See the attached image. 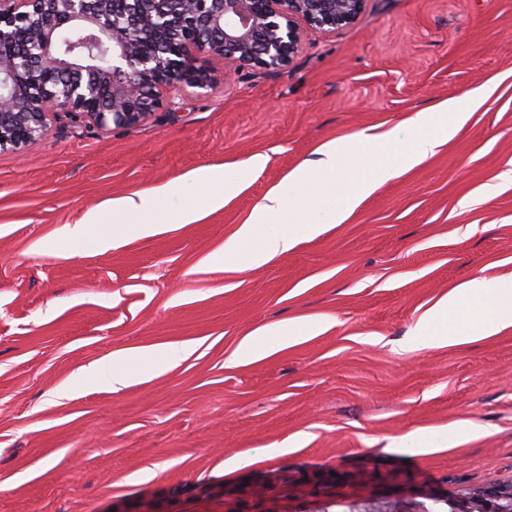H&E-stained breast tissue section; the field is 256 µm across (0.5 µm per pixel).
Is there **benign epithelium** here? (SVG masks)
Listing matches in <instances>:
<instances>
[{"instance_id": "benign-epithelium-1", "label": "benign epithelium", "mask_w": 512, "mask_h": 512, "mask_svg": "<svg viewBox=\"0 0 512 512\" xmlns=\"http://www.w3.org/2000/svg\"><path fill=\"white\" fill-rule=\"evenodd\" d=\"M365 0H0V151L20 153L60 112L101 130L134 127L173 89L201 95L220 62L278 71L307 30L354 23ZM85 34L66 49L63 30ZM453 512H512L488 488Z\"/></svg>"}]
</instances>
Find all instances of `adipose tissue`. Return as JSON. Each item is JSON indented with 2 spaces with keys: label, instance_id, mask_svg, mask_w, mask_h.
<instances>
[{
  "label": "adipose tissue",
  "instance_id": "1",
  "mask_svg": "<svg viewBox=\"0 0 512 512\" xmlns=\"http://www.w3.org/2000/svg\"><path fill=\"white\" fill-rule=\"evenodd\" d=\"M186 179L212 187V194L204 203L174 209L166 206L167 199L176 192L171 184L115 199L87 212L76 224L64 227L61 238L72 250L89 243L108 250L127 237L148 238L173 224L194 223L207 212L223 208L245 186L244 178L228 174L221 166L199 168L187 174ZM325 327L321 319H289L271 328L258 329L240 343L232 361L237 365L250 363L278 348L314 336ZM510 328L512 274L476 276L450 289L430 307L421 316L409 342L422 347L454 346L495 336ZM193 351L189 344L174 346L161 354L151 348L125 351L110 356L94 367L93 372L118 391L132 384L136 376L149 374L159 363H178ZM131 361L138 364V372L128 370Z\"/></svg>",
  "mask_w": 512,
  "mask_h": 512
}]
</instances>
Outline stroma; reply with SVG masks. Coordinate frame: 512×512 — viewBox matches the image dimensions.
<instances>
[{
  "instance_id": "35a3bbf8",
  "label": "stroma",
  "mask_w": 512,
  "mask_h": 512,
  "mask_svg": "<svg viewBox=\"0 0 512 512\" xmlns=\"http://www.w3.org/2000/svg\"><path fill=\"white\" fill-rule=\"evenodd\" d=\"M492 79L459 134L343 223L256 268L210 265L324 143L388 131L401 159L412 117ZM259 153L266 168L194 223L106 251L55 245L107 201ZM510 171L512 0H365L283 70L229 66L140 126L63 115L23 154L0 152V512H448L511 488L512 328L406 344L450 289L512 273ZM313 316L328 319L319 335L232 364L255 330ZM175 343L196 350L120 391L86 375ZM456 425L447 448L400 443Z\"/></svg>"
}]
</instances>
